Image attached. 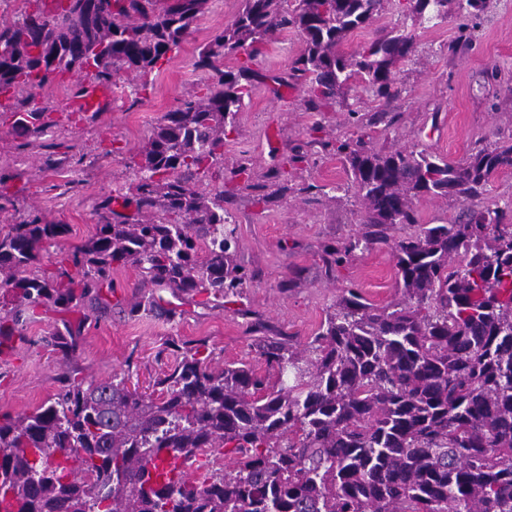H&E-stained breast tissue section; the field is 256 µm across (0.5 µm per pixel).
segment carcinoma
Masks as SVG:
<instances>
[{
	"mask_svg": "<svg viewBox=\"0 0 512 512\" xmlns=\"http://www.w3.org/2000/svg\"><path fill=\"white\" fill-rule=\"evenodd\" d=\"M0 25V122L37 137L49 126L33 90L66 77L102 85L120 71L147 89L210 0H26ZM384 0H243L199 47L201 89L165 113L135 162L132 192L97 206L96 232L43 263V244L69 234L39 215L0 232V355L30 344L27 315L72 311L114 292L112 271L136 268L173 294L222 307L240 294L236 225L224 188L202 182L261 76L252 62L288 29L304 51L288 78L320 112L345 87L387 97L415 35L395 28L353 54L339 46ZM486 0H397L428 23L456 14L458 41ZM234 58L237 65H224ZM362 198L365 231L326 264L416 223L414 202L467 205L448 224L394 241L403 299L382 307L349 288L302 345L262 340L267 371L212 365L204 339L174 346L157 394L66 377L31 412L0 414V512H512V217L479 207L512 169V142L463 164L412 149L376 152L362 136L337 146ZM84 321L63 322L51 346L70 360Z\"/></svg>",
	"mask_w": 512,
	"mask_h": 512,
	"instance_id": "carcinoma-1",
	"label": "carcinoma"
}]
</instances>
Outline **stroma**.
Segmentation results:
<instances>
[{
    "label": "stroma",
    "instance_id": "1",
    "mask_svg": "<svg viewBox=\"0 0 512 512\" xmlns=\"http://www.w3.org/2000/svg\"><path fill=\"white\" fill-rule=\"evenodd\" d=\"M240 8L241 0H211L148 88L136 97L113 94L111 111L98 119L73 111L66 84L37 90L53 127L30 137L0 124V174L9 176L17 198L16 209L0 213V224L32 213L69 225L68 236L45 244L47 258L93 235L101 197L137 183L134 160L157 121L207 81V74L193 66L198 47L222 31ZM402 26L416 31L417 39L391 95L378 97L354 87L326 112L306 110L302 86L275 82L287 76L304 49L295 31L276 36L254 61L266 79L238 112L236 130L224 142V162L212 174L213 182L224 184V207L237 224L236 262L249 276L241 298L212 308L159 290L135 268L117 269L113 294L81 306L86 322L70 362H63L51 340L56 328L75 320L77 313L47 307L27 323L28 344L0 362V413L34 410L68 373L100 379L118 374L146 388L173 365L170 343L189 339H207L217 364L244 361L261 370L262 337L306 340L346 289L359 290L378 306L398 301L389 242L412 232L414 224L389 229L388 242L372 245L334 270H327L321 259L323 250L342 247L358 234L365 217L335 145L359 131L372 150L413 146L457 164L479 148L511 141L512 0H487L470 47L456 46L455 18L422 25L399 13L394 0H385L379 16L350 35L340 50L354 53L364 42ZM298 151L307 154V161L275 179L274 170ZM243 162L250 171L246 179L236 174ZM283 181L289 189L281 194L277 188ZM264 195L269 198L265 204L260 201ZM152 296L160 297L159 309L128 316L127 307ZM172 306L181 314L170 320L163 311Z\"/></svg>",
    "mask_w": 512,
    "mask_h": 512
}]
</instances>
